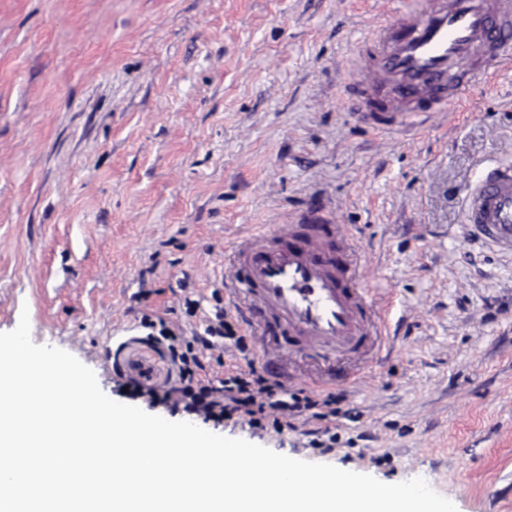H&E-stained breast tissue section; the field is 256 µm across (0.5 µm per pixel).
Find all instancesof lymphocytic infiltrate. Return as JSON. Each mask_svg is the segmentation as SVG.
Wrapping results in <instances>:
<instances>
[{"label":"lymphocytic infiltrate","instance_id":"lymphocytic-infiltrate-1","mask_svg":"<svg viewBox=\"0 0 512 512\" xmlns=\"http://www.w3.org/2000/svg\"><path fill=\"white\" fill-rule=\"evenodd\" d=\"M208 332V339L198 347L186 337L163 332V339L169 343L171 360L179 370L180 383L161 395L154 389H146L145 394L150 402L161 401L179 406L196 416L216 422L234 412L241 411L252 416L268 408L287 417H299L314 409L318 412V420H326L325 409L335 404V396L316 401L307 395L287 393L281 383L266 378L253 367L229 374L217 387L203 383L198 374L208 351L216 345L235 348L242 354L247 351L245 337L228 322L224 312L216 313Z\"/></svg>","mask_w":512,"mask_h":512}]
</instances>
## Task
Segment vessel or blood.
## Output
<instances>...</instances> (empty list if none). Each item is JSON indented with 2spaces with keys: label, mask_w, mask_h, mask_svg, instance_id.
I'll list each match as a JSON object with an SVG mask.
<instances>
[{
  "label": "vessel or blood",
  "mask_w": 512,
  "mask_h": 512,
  "mask_svg": "<svg viewBox=\"0 0 512 512\" xmlns=\"http://www.w3.org/2000/svg\"><path fill=\"white\" fill-rule=\"evenodd\" d=\"M360 69L345 86L355 114L373 129L453 107L467 85L512 66V0H403L358 46ZM465 221L512 252V164L486 166L463 197ZM354 243L331 238L312 208L269 239L265 228L238 237L224 292L246 328L265 326L314 346L389 342V310L356 283Z\"/></svg>",
  "instance_id": "b4317fda"
}]
</instances>
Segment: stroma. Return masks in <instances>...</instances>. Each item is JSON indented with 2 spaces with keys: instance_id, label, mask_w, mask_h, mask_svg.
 <instances>
[{
  "instance_id": "stroma-1",
  "label": "stroma",
  "mask_w": 512,
  "mask_h": 512,
  "mask_svg": "<svg viewBox=\"0 0 512 512\" xmlns=\"http://www.w3.org/2000/svg\"><path fill=\"white\" fill-rule=\"evenodd\" d=\"M398 0H0V332L91 368L111 399L170 421L133 386L175 381L148 323L204 336L224 252L311 204L358 243L393 301L379 364L288 334L216 349L202 380L289 354L321 377L329 430L232 415L205 430L295 459L415 478L457 512H512V255L462 222L458 192L512 162V71L416 134L361 124L343 85ZM194 300L186 309L185 300Z\"/></svg>"
}]
</instances>
